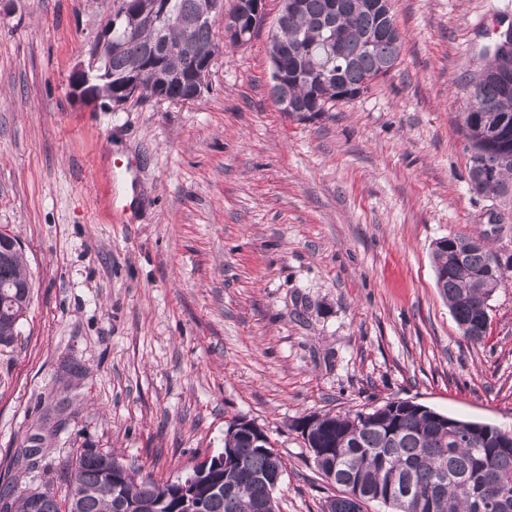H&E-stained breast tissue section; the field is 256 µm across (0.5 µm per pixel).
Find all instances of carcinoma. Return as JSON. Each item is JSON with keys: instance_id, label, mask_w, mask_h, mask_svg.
<instances>
[{"instance_id": "cac0c4a2", "label": "carcinoma", "mask_w": 512, "mask_h": 512, "mask_svg": "<svg viewBox=\"0 0 512 512\" xmlns=\"http://www.w3.org/2000/svg\"><path fill=\"white\" fill-rule=\"evenodd\" d=\"M336 2L331 9L330 2ZM288 12L269 40L268 57L288 72V99L298 112H327L337 102L351 101L368 91L400 64L402 36L383 33L395 23L392 0H301ZM176 15L191 24L198 49L215 40L216 0H172ZM183 29L165 22L143 28L122 52L112 44L99 46L100 60L112 80L99 93L122 97L125 75L135 62L153 50L167 49L165 67L177 75L191 73L197 55L182 47ZM486 62L467 87L463 112L470 150L469 177L481 174L473 187L478 194L505 197L512 192L511 158L503 161L488 141L478 118L487 114L512 130V61L497 50L485 52ZM168 99L180 102L189 87L171 81L164 87ZM478 236L449 235L433 244L437 288L448 303L463 337L483 341L489 320V301L496 290L512 287V258L493 272L492 248L476 242ZM31 281L17 238L0 232V345L14 342L8 334L11 306L28 305ZM310 425L306 448L315 470L340 494L325 500L322 512H363L374 502L388 512H476L479 498L496 505L492 512H512V432L485 425L471 431V421L440 413L408 400H390L370 410L344 414L329 412L303 417ZM224 447L235 449V462L213 473L223 492L207 486L199 490L201 512H278L270 477L283 474L284 463L271 443H255V431L242 428L225 433ZM122 461L113 452L85 447L61 468L66 484L64 500L76 483L88 491L79 499L78 512H119L124 503L140 512H184L182 495L172 486L162 492L151 474L125 464L106 479L102 462ZM108 487L102 491V484Z\"/></svg>"}]
</instances>
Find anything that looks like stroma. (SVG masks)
Here are the masks:
<instances>
[{
  "label": "stroma",
  "instance_id": "35a3bbf8",
  "mask_svg": "<svg viewBox=\"0 0 512 512\" xmlns=\"http://www.w3.org/2000/svg\"><path fill=\"white\" fill-rule=\"evenodd\" d=\"M393 4L396 69L330 111L283 112L267 57L281 0L221 49L201 97L115 110L85 107L71 77L117 0H0V232L32 282L0 346V491L87 446L173 481L243 417L285 462L280 512H321L337 489L304 416L401 399L512 430V287L469 342L431 255L474 233L512 255V200L472 191L459 117L512 0ZM132 194L119 223L112 199Z\"/></svg>",
  "mask_w": 512,
  "mask_h": 512
}]
</instances>
